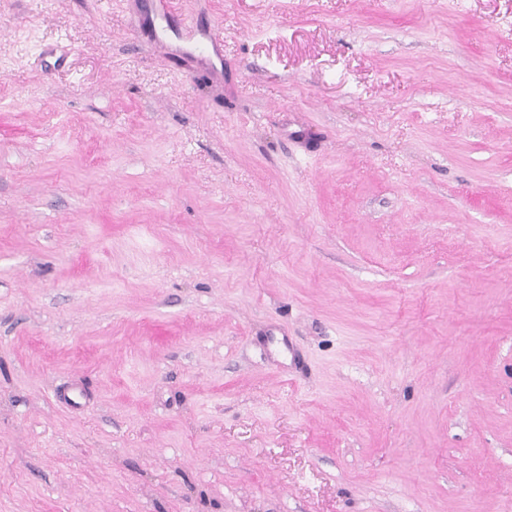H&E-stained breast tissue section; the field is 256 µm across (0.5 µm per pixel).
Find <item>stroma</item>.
<instances>
[{"instance_id":"stroma-1","label":"stroma","mask_w":512,"mask_h":512,"mask_svg":"<svg viewBox=\"0 0 512 512\" xmlns=\"http://www.w3.org/2000/svg\"><path fill=\"white\" fill-rule=\"evenodd\" d=\"M176 3L0 0V512H512V0Z\"/></svg>"}]
</instances>
